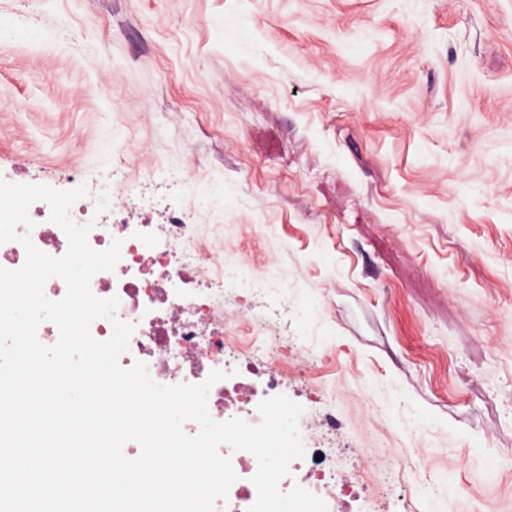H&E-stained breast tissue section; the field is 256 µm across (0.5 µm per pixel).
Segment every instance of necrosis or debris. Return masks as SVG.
I'll list each match as a JSON object with an SVG mask.
<instances>
[{"mask_svg": "<svg viewBox=\"0 0 512 512\" xmlns=\"http://www.w3.org/2000/svg\"><path fill=\"white\" fill-rule=\"evenodd\" d=\"M130 205V200L114 194L104 215H96L92 197L80 199L71 209L75 222L95 221L88 237L93 249H106L115 238L123 241L115 269L91 280L94 295L118 297V318L135 326L121 363L127 367L146 363L151 377L163 385L199 384L211 371H224L226 379L209 392L211 417L219 422L238 417L258 423L260 402L284 392L287 369L280 364V345L262 331L250 336L245 347H232L224 333L223 289L211 276L202 278L200 287H192L193 261L210 257L202 244L200 220L189 219L185 210L171 209L165 223L135 224L124 215ZM50 214L47 202L31 205L30 237L39 250L60 257L68 250V239ZM220 452L230 457L237 479L227 500L217 502L216 512H248L257 498L252 478L258 461L250 452H234L226 446ZM324 453L318 446L307 449L304 458L291 463L289 473L299 476L300 486L323 498L328 512H341L344 486L315 479L324 468L320 460Z\"/></svg>", "mask_w": 512, "mask_h": 512, "instance_id": "1", "label": "necrosis or debris"}]
</instances>
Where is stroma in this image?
<instances>
[{
	"label": "stroma",
	"mask_w": 512,
	"mask_h": 512,
	"mask_svg": "<svg viewBox=\"0 0 512 512\" xmlns=\"http://www.w3.org/2000/svg\"><path fill=\"white\" fill-rule=\"evenodd\" d=\"M72 173L287 281L289 398L402 457L346 512H512V0H0V178Z\"/></svg>",
	"instance_id": "35a3bbf8"
}]
</instances>
